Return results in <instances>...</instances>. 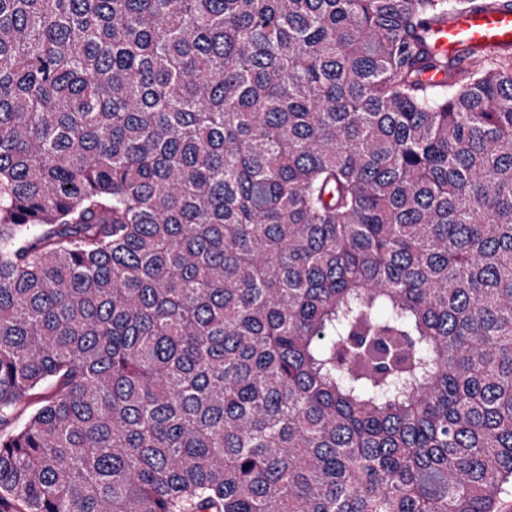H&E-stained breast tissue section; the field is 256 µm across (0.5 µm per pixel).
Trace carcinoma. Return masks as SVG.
Here are the masks:
<instances>
[{"label": "carcinoma", "mask_w": 512, "mask_h": 512, "mask_svg": "<svg viewBox=\"0 0 512 512\" xmlns=\"http://www.w3.org/2000/svg\"><path fill=\"white\" fill-rule=\"evenodd\" d=\"M472 6L0 0V512H495L512 49L428 35Z\"/></svg>", "instance_id": "obj_1"}]
</instances>
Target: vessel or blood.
<instances>
[{"mask_svg": "<svg viewBox=\"0 0 512 512\" xmlns=\"http://www.w3.org/2000/svg\"><path fill=\"white\" fill-rule=\"evenodd\" d=\"M433 46L452 59H461L464 48L500 49L512 46V0H500L494 9L475 6L453 16L448 24L430 29Z\"/></svg>", "mask_w": 512, "mask_h": 512, "instance_id": "obj_1", "label": "vessel or blood"}]
</instances>
